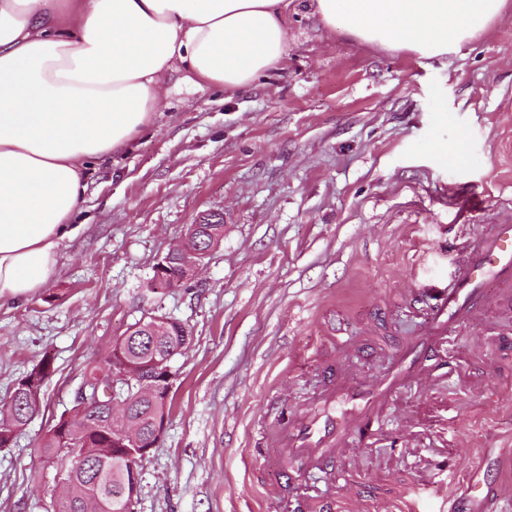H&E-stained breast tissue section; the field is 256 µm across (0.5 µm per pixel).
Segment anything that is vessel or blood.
I'll use <instances>...</instances> for the list:
<instances>
[{"instance_id": "obj_1", "label": "vessel or blood", "mask_w": 512, "mask_h": 512, "mask_svg": "<svg viewBox=\"0 0 512 512\" xmlns=\"http://www.w3.org/2000/svg\"><path fill=\"white\" fill-rule=\"evenodd\" d=\"M462 252L452 285L424 314L421 335L402 346L385 372L369 383L352 385L339 365L326 367L320 409L290 422L279 439L289 463V483H302L311 474L333 479L332 465L344 448L356 441L374 442L387 427L382 405L416 385L425 371L439 369V352L449 333L483 318L490 290H497L500 299L512 305V221L491 225ZM403 454L414 459L416 479L395 496L392 512H418L426 487V462L415 448H405ZM479 474V469H472L463 494L449 496L448 512H506L500 482L482 480ZM294 512H343V508L333 494L320 492L305 496Z\"/></svg>"}]
</instances>
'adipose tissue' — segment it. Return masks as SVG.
Masks as SVG:
<instances>
[{"instance_id": "1", "label": "adipose tissue", "mask_w": 512, "mask_h": 512, "mask_svg": "<svg viewBox=\"0 0 512 512\" xmlns=\"http://www.w3.org/2000/svg\"><path fill=\"white\" fill-rule=\"evenodd\" d=\"M506 0H311L329 30L455 52ZM288 0H0V300L56 274L89 160L151 124L176 63L234 92L288 51Z\"/></svg>"}]
</instances>
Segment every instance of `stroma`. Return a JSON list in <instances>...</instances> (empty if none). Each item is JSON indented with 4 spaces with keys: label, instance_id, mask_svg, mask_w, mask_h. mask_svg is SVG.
<instances>
[{
    "label": "stroma",
    "instance_id": "stroma-1",
    "mask_svg": "<svg viewBox=\"0 0 512 512\" xmlns=\"http://www.w3.org/2000/svg\"><path fill=\"white\" fill-rule=\"evenodd\" d=\"M177 65L152 123L128 148L89 162L84 201L54 278L0 301V403L44 353L56 371L41 409L0 448V512H50L56 467L40 449L85 368L136 321L184 323L159 448L140 466L135 512H288L286 460L257 447L317 411L314 368L330 358L358 382L383 371L419 324L423 298L451 283L478 225L512 216V0L456 52L421 57L323 27L288 6V55L234 93ZM466 197L480 211L462 208ZM224 214V240L182 287L154 292L156 264L189 224ZM512 315L489 305L451 332L448 371L390 402L405 427L433 410L426 439L455 462L432 472L420 512H445L481 448L512 452V411L471 383L512 389ZM392 436L345 449V512H390L415 474Z\"/></svg>",
    "mask_w": 512,
    "mask_h": 512
}]
</instances>
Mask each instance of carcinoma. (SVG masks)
<instances>
[{"label":"carcinoma","instance_id":"1","mask_svg":"<svg viewBox=\"0 0 512 512\" xmlns=\"http://www.w3.org/2000/svg\"><path fill=\"white\" fill-rule=\"evenodd\" d=\"M196 239L204 250L214 242L219 244L224 239V225L201 224ZM188 340L190 331L176 320L158 336H143L136 330L113 340L103 359L86 368L71 408L52 420L41 442L43 454L57 464V475L64 484L53 512H89L91 501L97 505L95 512H134L135 499L128 496L130 467L117 439L127 426L152 433L154 422L169 416L171 402L141 394L135 383L128 385L124 392L127 421L114 422L110 428L96 427L95 421L82 414L81 407L93 406L98 418L107 417L112 378L105 374L106 369L150 377L162 369L163 357H170L167 364H172ZM54 372V358L46 353L14 381L8 400L0 406V448L13 444L28 425L33 407L40 405L42 387Z\"/></svg>","mask_w":512,"mask_h":512}]
</instances>
